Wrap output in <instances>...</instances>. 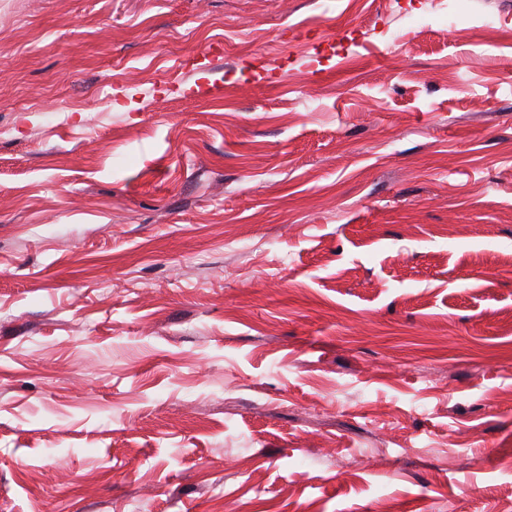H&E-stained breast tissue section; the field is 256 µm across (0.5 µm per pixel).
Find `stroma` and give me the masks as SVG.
Returning a JSON list of instances; mask_svg holds the SVG:
<instances>
[{
  "instance_id": "35a3bbf8",
  "label": "stroma",
  "mask_w": 512,
  "mask_h": 512,
  "mask_svg": "<svg viewBox=\"0 0 512 512\" xmlns=\"http://www.w3.org/2000/svg\"><path fill=\"white\" fill-rule=\"evenodd\" d=\"M441 7L0 0V512H512V0ZM440 18L427 19L423 15H412L408 18V23L412 28H424L426 26H434L439 28L452 27L458 24L461 14L456 9H449L439 14Z\"/></svg>"
}]
</instances>
